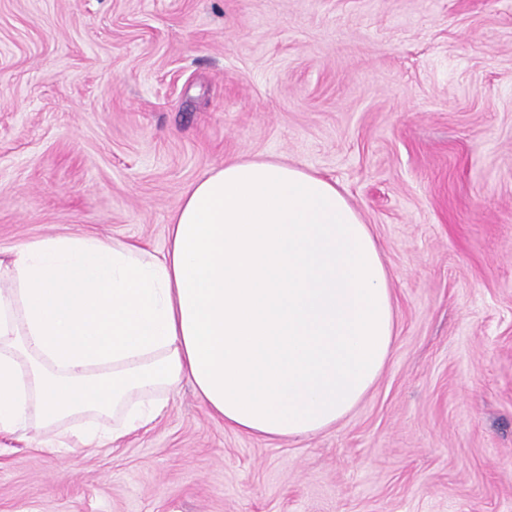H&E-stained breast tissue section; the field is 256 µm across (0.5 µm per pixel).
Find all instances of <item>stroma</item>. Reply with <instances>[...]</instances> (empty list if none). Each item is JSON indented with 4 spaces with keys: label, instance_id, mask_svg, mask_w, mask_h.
Returning <instances> with one entry per match:
<instances>
[{
    "label": "stroma",
    "instance_id": "1",
    "mask_svg": "<svg viewBox=\"0 0 512 512\" xmlns=\"http://www.w3.org/2000/svg\"><path fill=\"white\" fill-rule=\"evenodd\" d=\"M229 158L334 180L395 340L336 426L264 440L191 385L97 448L0 436V512H512V0H0V250L166 246Z\"/></svg>",
    "mask_w": 512,
    "mask_h": 512
}]
</instances>
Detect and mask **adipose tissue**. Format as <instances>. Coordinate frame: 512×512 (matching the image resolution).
<instances>
[{
	"mask_svg": "<svg viewBox=\"0 0 512 512\" xmlns=\"http://www.w3.org/2000/svg\"><path fill=\"white\" fill-rule=\"evenodd\" d=\"M395 299L368 224L335 183L230 159L195 181L158 254L47 235L0 257V434L90 448L145 429L191 384L239 433L280 440L344 419L379 378Z\"/></svg>",
	"mask_w": 512,
	"mask_h": 512,
	"instance_id": "adipose-tissue-1",
	"label": "adipose tissue"
}]
</instances>
